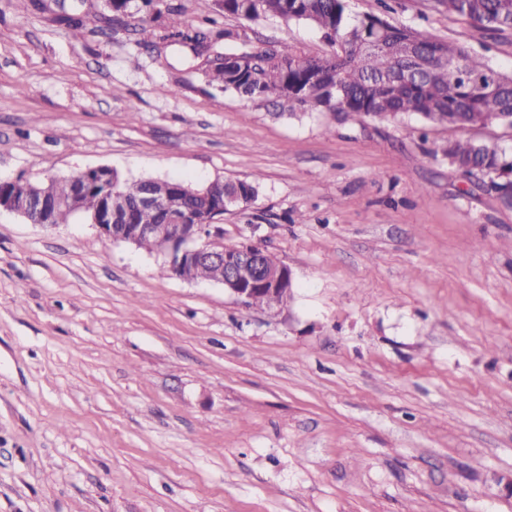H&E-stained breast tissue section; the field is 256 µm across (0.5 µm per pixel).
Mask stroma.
Here are the masks:
<instances>
[{"label":"stroma","instance_id":"35a3bbf8","mask_svg":"<svg viewBox=\"0 0 512 512\" xmlns=\"http://www.w3.org/2000/svg\"><path fill=\"white\" fill-rule=\"evenodd\" d=\"M186 22L324 57L302 23L160 0ZM512 72V34L431 0H347ZM74 38L0 0V179L109 166L259 178L228 244L293 273L249 309L161 257L0 213V512H512V206L433 156L512 128L276 115L209 86L162 19Z\"/></svg>","mask_w":512,"mask_h":512}]
</instances>
